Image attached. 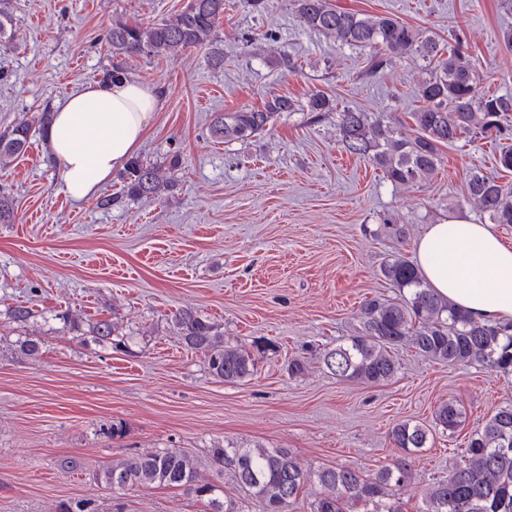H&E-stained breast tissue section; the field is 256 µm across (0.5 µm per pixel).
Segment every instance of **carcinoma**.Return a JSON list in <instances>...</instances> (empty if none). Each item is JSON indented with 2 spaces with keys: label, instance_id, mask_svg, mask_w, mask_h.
Listing matches in <instances>:
<instances>
[{
  "label": "carcinoma",
  "instance_id": "carcinoma-1",
  "mask_svg": "<svg viewBox=\"0 0 512 512\" xmlns=\"http://www.w3.org/2000/svg\"><path fill=\"white\" fill-rule=\"evenodd\" d=\"M299 26L367 53L365 76L377 77L392 61L418 56L425 62L416 96L422 106L411 113L414 134L404 135L387 115L371 117L346 108L338 111L337 129L344 148L381 169L395 184L414 185L430 176L441 162V149L461 139L507 140L512 128L503 125L512 112V94L477 89L472 61L432 31L420 30L391 16H369L344 10L332 0H294ZM224 0H187L182 9L155 23L114 20L102 38L113 52L138 57H167L188 48H206L215 65L224 53L214 46ZM14 17L10 0H0V44L12 36ZM299 104L272 95L263 106L215 115L210 132L225 141L247 140L265 132L283 112H296ZM333 102L322 93L308 100L310 112H332ZM49 112L34 122L21 119L0 130V170L25 153L32 126L45 130ZM175 183L159 174L156 166L135 158L125 170L121 190L98 200L111 207L123 197L161 198ZM464 200L475 203L495 224H512V187L480 171L469 173ZM393 298H372L359 310L354 335L324 355V364L343 381L382 384L397 373L396 352L409 345L436 362L480 366L503 375L512 374V323L479 324L450 300L433 292L419 269L402 255H394L380 269ZM183 346L204 354L210 374L235 383L254 371V353L224 342L221 326L192 310H182L169 323ZM89 335L100 344L120 350L127 336L111 320L89 326ZM465 412L454 401L435 412L436 425L450 434L464 423ZM431 431L409 421L393 425L389 438L400 449L392 462L373 474L336 466L309 469L285 448L227 443L212 449L211 461L227 470L241 489L263 504L265 512H285L304 487L316 481L327 490L310 503V512H347L351 504L364 512H404L396 496L413 479V462L426 447ZM106 490L172 488L204 499L211 512H237L235 503L221 499L223 489L199 481L197 463L188 454L169 449L133 455L106 468L97 477ZM416 512H512V402L495 408L485 423L468 436L459 460L448 475L433 479Z\"/></svg>",
  "mask_w": 512,
  "mask_h": 512
}]
</instances>
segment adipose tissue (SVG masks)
Instances as JSON below:
<instances>
[{"instance_id":"1","label":"adipose tissue","mask_w":512,"mask_h":512,"mask_svg":"<svg viewBox=\"0 0 512 512\" xmlns=\"http://www.w3.org/2000/svg\"><path fill=\"white\" fill-rule=\"evenodd\" d=\"M161 96L128 79L77 85L56 103L45 149L64 192L74 200L96 194L124 170L143 143ZM422 277L480 323L512 322V248L488 224L450 219L428 225L416 243Z\"/></svg>"}]
</instances>
